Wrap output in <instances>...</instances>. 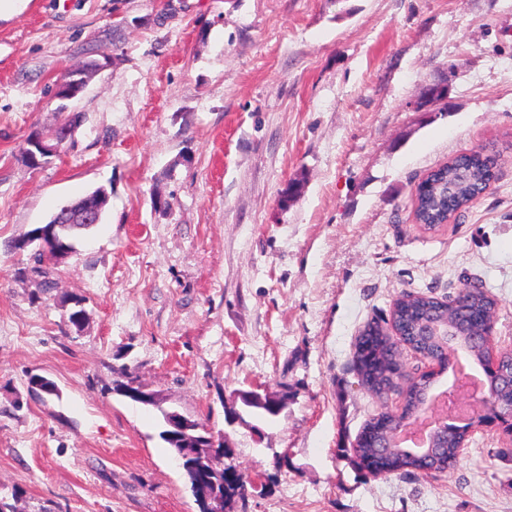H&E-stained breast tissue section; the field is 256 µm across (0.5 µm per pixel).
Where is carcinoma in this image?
Masks as SVG:
<instances>
[{
	"mask_svg": "<svg viewBox=\"0 0 512 512\" xmlns=\"http://www.w3.org/2000/svg\"><path fill=\"white\" fill-rule=\"evenodd\" d=\"M489 181V169L478 158L467 153L456 156L447 164L431 171L416 189L413 214L415 222L436 228L459 210L472 203L484 191ZM71 224L48 223L32 230L28 236L11 241L9 249H32L33 265L22 272L37 281L39 288L49 292L56 288L54 267L43 262L38 246L41 241L56 239L68 250H73L76 232L89 225L80 223L72 215ZM497 301L484 288L462 286L446 300L425 293L403 292L392 302L389 328L369 322L357 337L351 356V366L358 376L361 388L378 398H385L397 387L394 359L399 357L400 346H410L419 356L440 359L445 352L443 337L420 335L425 322H434L440 329L453 326L467 346L463 350L472 370L481 367L484 357L481 339L487 316L496 313ZM442 374H420L418 382L409 384L402 392V407L374 414L358 433L352 446L338 448L340 457L351 466L373 478L401 476L415 472L444 473L453 469L460 460L462 433L437 432L432 438V452H420L395 442L397 435L414 425L431 400L432 392L441 384ZM487 388L494 393L501 413L512 410V354L504 355L496 372L484 376ZM276 403L273 400L250 402L242 407L244 415L255 422L274 420ZM185 474L196 497L200 512H209L208 501L221 498L228 512H236L238 504L245 502L250 482L227 478H208L209 464L200 459L186 461Z\"/></svg>",
	"mask_w": 512,
	"mask_h": 512,
	"instance_id": "carcinoma-1",
	"label": "carcinoma"
}]
</instances>
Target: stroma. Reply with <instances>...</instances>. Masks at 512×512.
I'll use <instances>...</instances> for the list:
<instances>
[{
  "instance_id": "1",
  "label": "stroma",
  "mask_w": 512,
  "mask_h": 512,
  "mask_svg": "<svg viewBox=\"0 0 512 512\" xmlns=\"http://www.w3.org/2000/svg\"><path fill=\"white\" fill-rule=\"evenodd\" d=\"M110 65L73 102V143L22 160L57 122L52 87ZM447 96L422 106L434 85ZM498 157L448 224L413 218L420 181L456 155ZM101 222L43 292L8 242L97 187ZM288 204H281L284 191ZM170 201L154 209V196ZM498 301L512 348V0H14L0 11V485L20 512H199L134 386L268 475L247 512H512V443L476 434L458 465L362 477L336 455L380 406L350 356L403 291L461 281ZM82 299L83 330L64 299ZM60 397L27 393L28 375ZM288 393L256 442L238 391ZM292 465L278 468L279 453Z\"/></svg>"
}]
</instances>
